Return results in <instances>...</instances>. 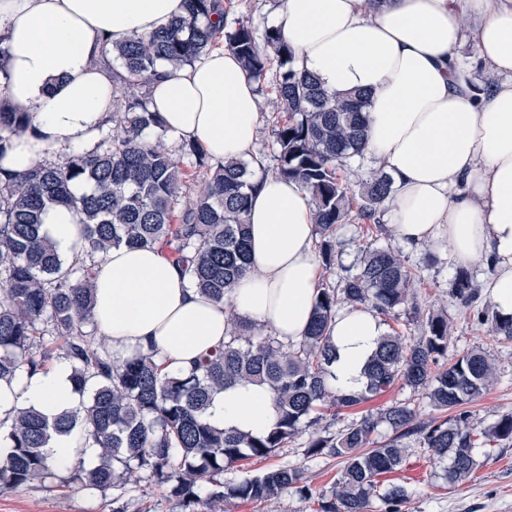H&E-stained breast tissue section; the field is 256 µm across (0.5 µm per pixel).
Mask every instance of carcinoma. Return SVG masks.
<instances>
[{
    "label": "carcinoma",
    "mask_w": 512,
    "mask_h": 512,
    "mask_svg": "<svg viewBox=\"0 0 512 512\" xmlns=\"http://www.w3.org/2000/svg\"><path fill=\"white\" fill-rule=\"evenodd\" d=\"M186 7V15L149 35L103 43L100 58L120 61L112 78L128 96L123 106L113 107L112 131L91 150L45 161L23 174L0 170V380L22 367L34 374L65 358L81 397L54 417L34 409L14 417L7 427L12 451L0 465V489L57 479L49 443L79 427L97 450L94 468H78L69 477L83 487H119L146 471L187 508L262 502L286 489L307 494L298 467L273 466L235 482L218 476L240 461L269 458L318 425L322 410L357 407L399 382L422 392L437 409L454 411L452 421L418 422L411 408L399 404L379 415L367 413L335 434L310 436L308 456L343 462L330 495L321 498L320 512H369L379 478L403 464L401 439L407 435L418 436L434 458L448 462L449 482L468 480L477 465L476 448L512 442V411L481 430L471 425L466 405L489 390L494 367L480 349L438 366L448 355V316L428 315L421 336H382L361 390L346 393L329 383L338 304L385 316L408 304L412 272L389 247L366 252L359 273L345 278L342 288L318 289L301 340L283 342L238 320L224 347L188 373L164 372L150 352L114 359L85 330L94 323V267L112 248L160 247L193 287L216 302L224 301L247 271L246 215L256 188L254 172L241 160L211 163L189 143L166 145V128L160 113L151 110L147 82L162 65L180 68L222 42L255 81L276 69L281 115L274 139L276 174L309 192L325 265L332 263L336 225L353 210L359 219L378 223L390 195L392 178L382 169L357 195L339 175L350 158L362 155L368 106L363 95L338 96L313 75L296 71L293 51L278 28L259 37L247 21L228 25L229 0H186ZM27 130L22 114L6 111L0 102V153ZM77 181L92 193L75 195ZM53 205L75 209L86 225V251L68 265L42 234V215ZM451 292L467 307L477 300L463 270ZM476 320L512 340V317L481 309ZM245 383L262 385L272 395L274 418L259 436L219 428L209 419L213 396ZM382 423L393 436L379 441L375 434ZM204 482L211 485L205 500L199 494ZM410 495L407 487L392 483L379 498L384 512H401Z\"/></svg>",
    "instance_id": "cac0c4a2"
}]
</instances>
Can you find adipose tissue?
Wrapping results in <instances>:
<instances>
[{
	"label": "adipose tissue",
	"instance_id": "obj_1",
	"mask_svg": "<svg viewBox=\"0 0 512 512\" xmlns=\"http://www.w3.org/2000/svg\"><path fill=\"white\" fill-rule=\"evenodd\" d=\"M185 0H0L6 71L0 96L25 113L29 131L0 153V170L22 173L91 150L113 105L105 40L148 34L185 15ZM277 25L294 66L331 91L368 94L364 155L392 178L383 215L407 245L444 242L470 266L492 261L487 294L512 316V0H280ZM471 41L499 81L477 82L457 49ZM151 108L176 142L215 161L255 158L261 102L237 58L216 48L150 80ZM248 214L249 271L227 300L213 301L157 247L112 249L94 274V312L118 360L154 350L186 373L224 345L230 316L299 341L320 279L310 197L296 182L259 177ZM43 231L72 261L87 247L79 215L49 208ZM384 334L365 310L340 312L332 328L331 382L354 392ZM68 360L0 380V421L21 409L52 416L74 407ZM212 421L253 434L271 423L270 392L234 387L210 408Z\"/></svg>",
	"mask_w": 512,
	"mask_h": 512
}]
</instances>
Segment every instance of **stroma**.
<instances>
[{"mask_svg":"<svg viewBox=\"0 0 512 512\" xmlns=\"http://www.w3.org/2000/svg\"><path fill=\"white\" fill-rule=\"evenodd\" d=\"M261 129L256 154L262 165L260 174L272 173L275 167L273 128L277 107L272 79H265L260 93ZM389 247L398 251L408 268L419 278L413 301L421 313L446 311L451 324L448 355L478 348L493 360L496 379L489 391L468 404L474 425L485 426L512 410V341L493 335L488 326L474 319L472 309L464 307L450 292L457 265L448 256L444 244L407 246L391 228H379L358 218H350L336 228V261L332 271L322 273L323 285L340 288L344 277L360 270L366 250ZM403 403L414 410L417 420H444L445 412L431 406L423 393L396 385L357 409L340 413L325 411L321 425L334 433L362 414H378L389 406ZM307 435H299L285 447L277 449L268 460H251L225 469V480H239L254 475L267 466L293 465L301 468L310 489L303 496L289 489L278 497L254 503H223L216 512H318V499L330 491L338 476L336 458H310L305 453ZM402 467L385 477L386 482L402 484L413 494L401 512H512V443L497 442L477 450L478 467L463 483L452 484L445 478L444 467L434 459L429 448L417 437L404 438ZM0 512H186L170 497L166 488L157 485L147 473L125 488L104 491L58 484L22 486L0 490Z\"/></svg>","mask_w":512,"mask_h":512,"instance_id":"35a3bbf8","label":"stroma"}]
</instances>
